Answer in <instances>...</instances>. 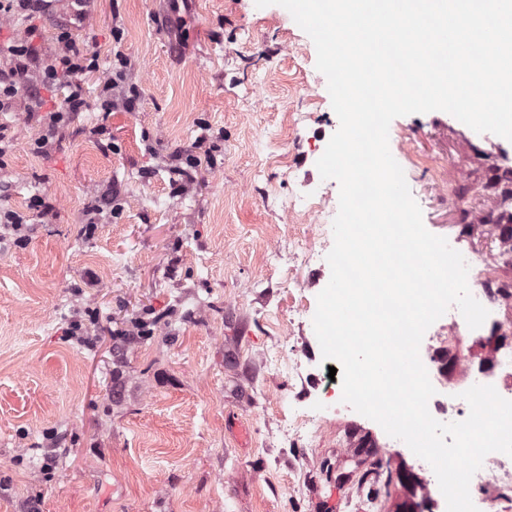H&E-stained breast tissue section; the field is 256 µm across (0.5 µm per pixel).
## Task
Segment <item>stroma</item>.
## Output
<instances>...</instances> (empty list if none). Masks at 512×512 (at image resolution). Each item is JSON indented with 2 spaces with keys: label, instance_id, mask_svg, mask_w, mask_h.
<instances>
[{
  "label": "stroma",
  "instance_id": "stroma-1",
  "mask_svg": "<svg viewBox=\"0 0 512 512\" xmlns=\"http://www.w3.org/2000/svg\"><path fill=\"white\" fill-rule=\"evenodd\" d=\"M32 23L34 45L68 27L99 68L47 154L44 113L0 112V207L30 217L0 228V512H365L362 474L415 455L337 405L312 323L288 321L328 262L272 258L306 229L283 199L339 192L316 167L339 119L311 38L255 0H53ZM120 56L140 101L106 113ZM389 140L426 229L511 286L497 135L432 111ZM139 319L147 334L113 338ZM293 405L321 416L315 437L283 436Z\"/></svg>",
  "mask_w": 512,
  "mask_h": 512
}]
</instances>
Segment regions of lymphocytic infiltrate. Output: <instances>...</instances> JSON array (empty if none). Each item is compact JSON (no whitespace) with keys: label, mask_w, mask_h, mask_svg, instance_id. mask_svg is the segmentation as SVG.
Instances as JSON below:
<instances>
[{"label":"lymphocytic infiltrate","mask_w":512,"mask_h":512,"mask_svg":"<svg viewBox=\"0 0 512 512\" xmlns=\"http://www.w3.org/2000/svg\"><path fill=\"white\" fill-rule=\"evenodd\" d=\"M98 66L97 55L81 47L65 28L58 32L53 47L45 52L28 35L1 42L0 112L19 107L30 113L48 111V122L35 143L37 152H47L59 128L86 108L81 77ZM57 85L66 88L67 93L54 109H46L41 91Z\"/></svg>","instance_id":"obj_1"}]
</instances>
